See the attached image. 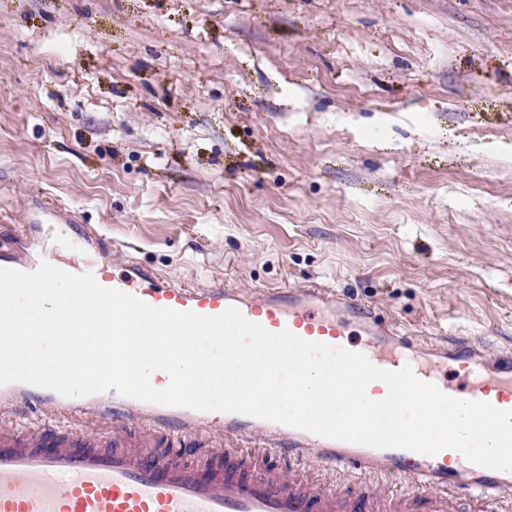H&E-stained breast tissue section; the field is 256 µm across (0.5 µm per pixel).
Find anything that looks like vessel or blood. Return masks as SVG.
I'll return each instance as SVG.
<instances>
[{
    "instance_id": "obj_1",
    "label": "vessel or blood",
    "mask_w": 512,
    "mask_h": 512,
    "mask_svg": "<svg viewBox=\"0 0 512 512\" xmlns=\"http://www.w3.org/2000/svg\"><path fill=\"white\" fill-rule=\"evenodd\" d=\"M43 253H80L73 273L146 304L205 316L238 309L268 331L283 330L365 355L415 376L461 400L512 410V354H491L485 341L451 337L430 341L381 318L347 292L311 282L244 291L221 283L188 285L168 280L135 261L114 273L96 229L77 224L63 206L36 203ZM0 237V268L32 272L40 263ZM25 403L45 410L34 427L0 424V512H459L462 497L487 512H512V472L489 469L444 449L426 455L324 438L278 422L239 413L197 411L130 398L109 390L105 400L73 403L52 390L19 382L0 385V411ZM94 414L103 424L76 431L64 417ZM166 426L183 454H133L125 449L132 422ZM223 431L230 447L211 460H194L197 436ZM319 463L328 476L301 480ZM403 483L388 496L380 478Z\"/></svg>"
}]
</instances>
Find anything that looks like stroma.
Instances as JSON below:
<instances>
[{
    "mask_svg": "<svg viewBox=\"0 0 512 512\" xmlns=\"http://www.w3.org/2000/svg\"><path fill=\"white\" fill-rule=\"evenodd\" d=\"M512 349V0H0V226Z\"/></svg>",
    "mask_w": 512,
    "mask_h": 512,
    "instance_id": "35a3bbf8",
    "label": "stroma"
}]
</instances>
